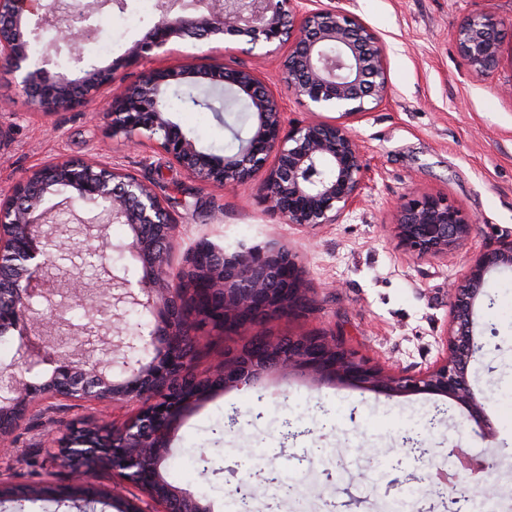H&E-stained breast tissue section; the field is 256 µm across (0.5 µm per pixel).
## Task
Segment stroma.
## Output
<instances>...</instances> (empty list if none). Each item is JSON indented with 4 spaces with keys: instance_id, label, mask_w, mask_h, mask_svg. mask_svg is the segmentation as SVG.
I'll return each mask as SVG.
<instances>
[{
    "instance_id": "obj_1",
    "label": "stroma",
    "mask_w": 512,
    "mask_h": 512,
    "mask_svg": "<svg viewBox=\"0 0 512 512\" xmlns=\"http://www.w3.org/2000/svg\"><path fill=\"white\" fill-rule=\"evenodd\" d=\"M383 42L391 87L388 99L370 112L348 119L366 156L362 203L335 224L301 227L285 223L262 202L256 185L232 192L207 186L187 175L158 149L133 147L112 136L102 115L87 108L44 117L16 95L14 77L0 69V199L35 168L84 158L116 164L150 183L176 223L178 247L170 270L179 274L199 242L235 250L240 245L276 242L288 246L298 263L311 311L267 323L271 336L325 334L371 365L416 375L446 355L451 321L450 282L462 280L480 253L512 238V35L506 36L497 67L474 76L459 54L452 33L471 15L491 14L512 21V0H336ZM105 9L100 38L109 54L80 51L86 63L104 67L157 21L134 12ZM223 59L254 71L280 99L288 121L306 120L302 102L288 96L280 81L281 52L246 54L237 44L187 40L155 66L187 56ZM204 151L220 155L230 130L223 121L191 110L172 113ZM424 196L448 200L474 222L467 239L445 257H417L398 243L394 226L408 201ZM66 249L51 276L68 269L87 285L117 275L137 282L142 271L119 252H109L101 270L85 267L86 229L76 221L59 224ZM478 341L483 350L471 365V383L484 398L495 434L485 438L471 428L467 412L454 401L428 393L386 397L349 387L318 384L299 376L262 372L250 384L208 394L171 431L161 466L176 489L226 512L225 502L242 482L289 479L309 482L314 491L303 507L284 498H258L253 512H381L382 501L407 498L408 512H470L475 482L461 478L441 495L421 497L420 481L446 464L452 447L486 459L487 478L512 484V270L487 276L476 305ZM249 340L246 331L204 329L195 351L198 371L235 354ZM137 403L58 402L56 410L32 408L0 441V482L10 487L41 486L37 499L0 498V512H79L90 490L103 492L97 512H126L140 491L126 486L112 495L115 477L100 470L91 487L73 484L64 469L50 466L43 443L62 436L76 422L120 427ZM370 449L369 459L355 451ZM210 458L207 476L196 467ZM376 468L370 486L360 466Z\"/></svg>"
}]
</instances>
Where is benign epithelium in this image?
Returning <instances> with one entry per match:
<instances>
[{
  "label": "benign epithelium",
  "mask_w": 512,
  "mask_h": 512,
  "mask_svg": "<svg viewBox=\"0 0 512 512\" xmlns=\"http://www.w3.org/2000/svg\"><path fill=\"white\" fill-rule=\"evenodd\" d=\"M124 9V0H0V67L12 72L16 92L50 116L93 102L105 86L115 88L100 111L112 129L130 142L156 144L189 176L207 185L233 191L257 182L264 204L285 223L304 227L334 224L360 202L367 160L359 140L346 124L315 118L288 122L281 104L251 70L225 62H182L143 69L138 79L123 83L120 71L171 53L170 45L195 39L242 42L270 52L290 45L280 63L288 93L307 103L311 113L334 111L352 118L388 97L385 46L359 19L320 0H158L154 25L125 55L106 67H92L83 76L56 68L58 42H50L34 58L28 46L33 34L54 29L73 47L95 36L97 15L109 5ZM504 23L487 14L465 19L453 32L455 44L470 71L486 75L499 62ZM224 82L251 109L253 125L238 152L217 157L197 146L168 115L165 94L173 84ZM331 175L323 177L320 168ZM65 187L67 214L94 205L97 223L87 226L86 250L98 258L110 248L141 265L137 286L125 284L117 297L140 308L148 334L120 342L133 356L125 360L124 378L112 377L111 364L89 348L90 338L76 333L70 345L81 356L59 360L51 376L31 384L11 369L0 371V434L24 417L30 406L54 408L57 400L80 401L90 390L97 399L135 401L137 414L108 440L99 427L74 425L54 440L50 461L87 484L101 468H110L163 512H210L200 499L182 493L160 475L171 430L185 412L218 386L246 383L254 372H301L339 386H356L377 395L430 393L448 397L466 408L474 431L490 436L493 426L469 380V367L479 343L474 334V305L486 274L512 268V238L478 255L463 280L452 282V327L447 354L435 368L418 375L385 372L354 353L335 336H254L236 356L212 373L198 375L194 357L198 332L204 326L228 331L291 318L309 310L301 271L288 247L276 243L226 251L209 242L198 244L177 276L170 256L177 242L176 225L167 217L163 199L146 182L116 165L67 159L38 167L12 193L0 200V331L24 324L42 347L59 350L55 330L60 310L40 309L32 299L53 293L44 275L49 265L47 223L58 218L40 206ZM110 224H126L130 236L114 245ZM471 222L440 197L427 196L404 205L395 235L419 257L445 256L470 234ZM113 282L101 280L92 291L76 295L79 306L103 313ZM512 490L497 482H481L477 496L504 499Z\"/></svg>",
  "instance_id": "7a95c632"
}]
</instances>
